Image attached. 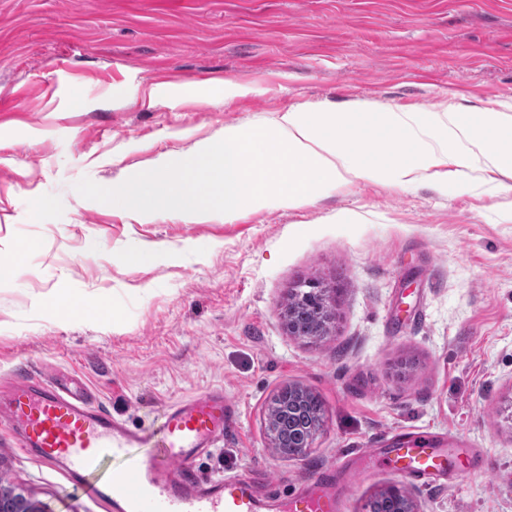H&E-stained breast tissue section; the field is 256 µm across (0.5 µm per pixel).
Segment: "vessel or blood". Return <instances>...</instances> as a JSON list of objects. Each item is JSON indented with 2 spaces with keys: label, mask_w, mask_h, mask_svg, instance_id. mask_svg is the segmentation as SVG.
<instances>
[{
  "label": "vessel or blood",
  "mask_w": 512,
  "mask_h": 512,
  "mask_svg": "<svg viewBox=\"0 0 512 512\" xmlns=\"http://www.w3.org/2000/svg\"><path fill=\"white\" fill-rule=\"evenodd\" d=\"M235 414V404L220 388L170 404L160 452L144 461L129 451L141 447L145 434L96 405L72 379L21 375L0 385V429L42 465L81 483L105 459L123 458L107 484L92 490L110 512H341L344 492L325 475L301 493L279 499L265 496L255 477H200L197 459L223 441ZM385 459L395 473L421 483L448 477L446 453L424 436L397 440Z\"/></svg>",
  "instance_id": "b4317fda"
}]
</instances>
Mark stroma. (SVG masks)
<instances>
[{"mask_svg":"<svg viewBox=\"0 0 512 512\" xmlns=\"http://www.w3.org/2000/svg\"><path fill=\"white\" fill-rule=\"evenodd\" d=\"M228 82L254 91L225 96ZM356 100L512 102V0H0V261L18 264L0 282V378L72 372L148 433L170 403L223 388L238 418L198 474L264 472L282 496L423 432L453 449L456 479L414 483L377 459L346 512L392 486L417 512H512L511 210L375 182L229 224L164 210L142 224L124 204V183L160 155L177 178L225 127ZM37 197L52 208L36 223ZM140 242L161 257L128 261ZM308 279L336 289L315 342L283 317ZM292 383L325 415L307 454L284 459L266 415ZM0 485L48 512H106L1 436Z\"/></svg>","mask_w":512,"mask_h":512,"instance_id":"obj_1","label":"stroma"}]
</instances>
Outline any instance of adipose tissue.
Segmentation results:
<instances>
[{
	"instance_id": "ef3b65f1",
	"label": "adipose tissue",
	"mask_w": 512,
	"mask_h": 512,
	"mask_svg": "<svg viewBox=\"0 0 512 512\" xmlns=\"http://www.w3.org/2000/svg\"><path fill=\"white\" fill-rule=\"evenodd\" d=\"M159 156L131 177L122 193L138 222L165 207L186 222L214 213L297 208L331 188L380 182L409 190L427 182L445 193L512 192V104L471 120L452 106L396 110L370 101L336 109L291 108L274 126H228L222 138L198 143L182 181Z\"/></svg>"
}]
</instances>
